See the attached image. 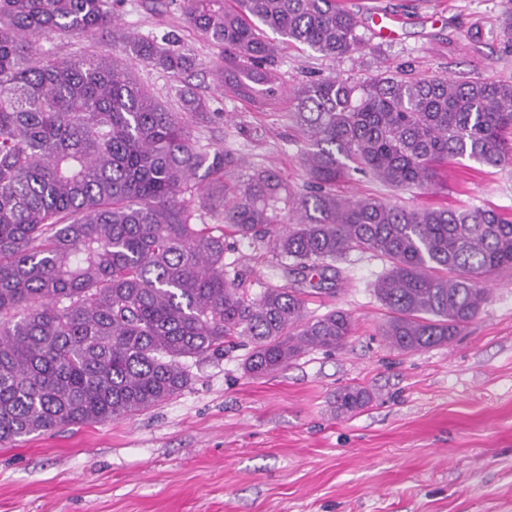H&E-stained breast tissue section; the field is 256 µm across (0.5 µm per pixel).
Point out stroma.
Masks as SVG:
<instances>
[{"mask_svg": "<svg viewBox=\"0 0 512 512\" xmlns=\"http://www.w3.org/2000/svg\"><path fill=\"white\" fill-rule=\"evenodd\" d=\"M347 3L367 48L329 60L281 43L272 63L286 86L400 65L512 81V47L500 36L512 0ZM375 13L398 17L392 39L374 36ZM117 16L126 32L173 41L194 57L178 76L120 61L161 101L175 102L185 83L207 98L213 116L202 144L224 147L245 171L276 170L304 193V144L288 103L261 112L218 91L215 52L182 27L174 0H122ZM336 190L407 207L512 214V165L494 172L466 159L435 183L405 190L355 173ZM224 266L253 298L292 285L263 241L226 238ZM336 266L342 283L308 297L306 310L351 315L355 330L342 349L312 350L251 377L242 363L252 344L237 337L223 357L188 360L189 386L160 406L0 446V512H512V270L491 276L484 310L452 342L404 354L380 334L388 312L372 284L382 260L353 251ZM348 386L371 395L353 414L336 408Z\"/></svg>", "mask_w": 512, "mask_h": 512, "instance_id": "obj_1", "label": "stroma"}]
</instances>
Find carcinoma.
Segmentation results:
<instances>
[{"mask_svg":"<svg viewBox=\"0 0 512 512\" xmlns=\"http://www.w3.org/2000/svg\"><path fill=\"white\" fill-rule=\"evenodd\" d=\"M120 0H0V446L63 425L149 410L190 383L185 362L224 355L246 336L244 371L276 372L301 354L342 347L351 316L305 311L302 288L257 299L224 271V233L266 239L301 284H338L352 250L386 262L372 284L401 352L444 344L483 311V283L512 268V218L492 208L404 207L336 193L350 172L395 189L434 182L469 159L512 164V82L379 70L292 88L310 192L194 135L207 99L184 86L161 103L114 54L39 53L46 33H106L112 51L168 73L192 57L122 33ZM184 28L217 50L219 89L273 109L284 82L279 39L327 59L366 46L340 0H180ZM279 39H274V36ZM220 217L219 235L204 217ZM332 272L326 276V272ZM349 387L337 408L359 411Z\"/></svg>","mask_w":512,"mask_h":512,"instance_id":"1","label":"carcinoma"}]
</instances>
